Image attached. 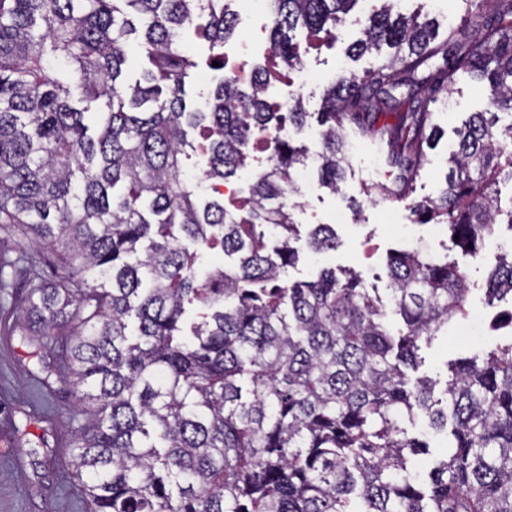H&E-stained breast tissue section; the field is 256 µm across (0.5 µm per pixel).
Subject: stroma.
<instances>
[{"label": "stroma", "instance_id": "obj_1", "mask_svg": "<svg viewBox=\"0 0 512 512\" xmlns=\"http://www.w3.org/2000/svg\"><path fill=\"white\" fill-rule=\"evenodd\" d=\"M361 35L360 27L343 28L320 50L312 52L307 65L311 81L303 93L307 111H318L327 86L337 80L349 61L347 46ZM185 41L198 64L187 80L188 106L204 107L220 75L208 66V44L195 31H187ZM452 110H439L437 122L452 130L470 113L480 111L487 92L470 76L458 75L449 95ZM386 152L374 142L355 141L350 166L341 193L316 188L306 197L292 200V217L301 234L318 224H335L337 209L352 213L353 219L336 226V247L321 255L301 251L290 279H306L323 267H351L361 272L367 287L378 289L382 300H389L386 257L390 250H408L413 243L431 244L435 253L447 254L464 268L472 286L469 307L495 315L501 305H488L485 281L495 261L496 241L487 242L481 261L452 246L446 233L435 232L433 224L422 223L405 203L384 200L380 192L366 195L363 185L373 183L372 167L386 169ZM448 156L447 141L428 151L416 182V199L436 197L445 185ZM12 244L8 267L0 272L6 285L0 288V512H90L70 465L69 444L73 430L88 420L74 394L61 384L52 392L40 391L32 379L40 370V356L21 332L6 333L13 324L25 298L24 280L29 266H37L44 279H55L58 266L49 251L37 246L18 231L5 233ZM464 323L451 319L447 335L422 347V363L417 373L433 379H445L448 361L480 350L494 348L512 337V329H484L479 335L463 333Z\"/></svg>", "mask_w": 512, "mask_h": 512}]
</instances>
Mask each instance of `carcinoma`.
Returning a JSON list of instances; mask_svg holds the SVG:
<instances>
[{"instance_id":"1","label":"carcinoma","mask_w":512,"mask_h":512,"mask_svg":"<svg viewBox=\"0 0 512 512\" xmlns=\"http://www.w3.org/2000/svg\"><path fill=\"white\" fill-rule=\"evenodd\" d=\"M359 0H271L270 46L293 71L336 37ZM467 21L439 35L393 0L372 9L349 55L378 57L327 87L321 104V185L345 180L347 129L387 148L397 169L380 189L413 194L439 140L438 94L468 74L486 107L453 130L445 187L416 203L476 257L506 224L499 183H512V0H464ZM206 18L210 61L224 71L237 18L224 0H0V230L21 226L64 264L30 284L21 316L42 351L69 336L63 358H40L85 405L72 467L91 512H512V338L413 379L421 345L468 315L467 272L448 256L388 258L397 328L353 269L291 280L299 239L287 198L307 155L279 142L270 170L234 211L182 177L185 129H198L204 176L222 183L248 164L249 142L307 122L225 75L208 111L190 110L197 63L182 30ZM306 31V44L287 32ZM141 72L124 76L128 50ZM101 131L89 134L91 104ZM321 224L307 246H335ZM221 249L234 263L212 266ZM512 303V250L486 281ZM449 433L428 479L411 473L426 444L405 422Z\"/></svg>"}]
</instances>
